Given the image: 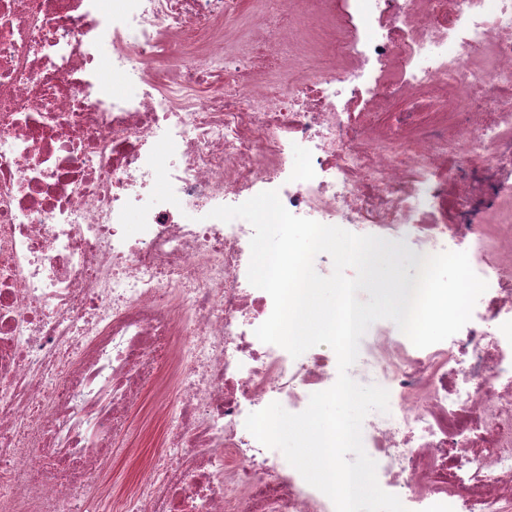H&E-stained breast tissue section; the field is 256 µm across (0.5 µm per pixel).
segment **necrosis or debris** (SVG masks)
Segmentation results:
<instances>
[{"label": "necrosis or debris", "mask_w": 512, "mask_h": 512, "mask_svg": "<svg viewBox=\"0 0 512 512\" xmlns=\"http://www.w3.org/2000/svg\"><path fill=\"white\" fill-rule=\"evenodd\" d=\"M293 215L467 252L471 320L379 327L362 442L407 512H512V0H0V512H80L160 430L118 512H335L247 430L337 380L258 340L252 226Z\"/></svg>", "instance_id": "necrosis-or-debris-1"}]
</instances>
